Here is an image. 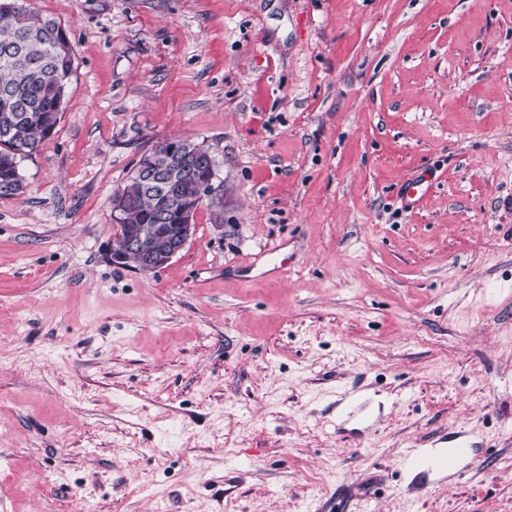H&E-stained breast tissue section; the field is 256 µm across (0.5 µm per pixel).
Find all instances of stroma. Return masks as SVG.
<instances>
[{
	"mask_svg": "<svg viewBox=\"0 0 512 512\" xmlns=\"http://www.w3.org/2000/svg\"><path fill=\"white\" fill-rule=\"evenodd\" d=\"M24 4L76 73L0 197V512H512V0ZM172 138L217 194L169 265H112ZM459 430V479L402 470ZM429 184L423 178H413L405 182L401 188V198L407 206H417L428 191ZM358 390L340 389L336 392V431L343 430L346 418L351 417L356 408Z\"/></svg>",
	"mask_w": 512,
	"mask_h": 512,
	"instance_id": "obj_1",
	"label": "stroma"
}]
</instances>
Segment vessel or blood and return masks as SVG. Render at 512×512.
I'll list each match as a JSON object with an SVG mask.
<instances>
[{
	"label": "vessel or blood",
	"instance_id": "obj_1",
	"mask_svg": "<svg viewBox=\"0 0 512 512\" xmlns=\"http://www.w3.org/2000/svg\"><path fill=\"white\" fill-rule=\"evenodd\" d=\"M356 390L341 389L336 393V425L344 427L348 417L356 408ZM443 444L447 450L433 455L422 448L403 449L400 462L407 471L426 476L436 475L440 480L457 477L460 462L475 454L478 443L473 435L466 431H458L443 436Z\"/></svg>",
	"mask_w": 512,
	"mask_h": 512
}]
</instances>
